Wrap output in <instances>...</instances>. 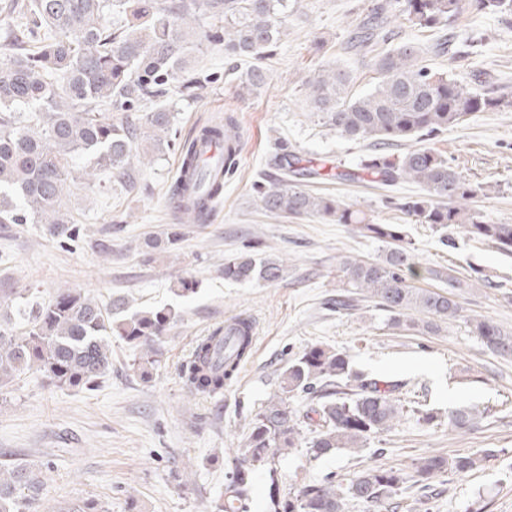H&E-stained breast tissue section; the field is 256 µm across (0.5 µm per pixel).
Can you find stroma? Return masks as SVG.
Wrapping results in <instances>:
<instances>
[{
	"label": "stroma",
	"instance_id": "obj_1",
	"mask_svg": "<svg viewBox=\"0 0 512 512\" xmlns=\"http://www.w3.org/2000/svg\"><path fill=\"white\" fill-rule=\"evenodd\" d=\"M375 0H290L288 38L262 60L266 85L239 93L245 62L200 45L192 67L206 77L202 98L175 95L166 105L176 116L177 136L191 138L212 120L233 114L242 136L235 174L213 206L208 223L189 224L168 198L179 155L169 150L137 169L129 190L98 172L93 188L77 186L67 202L72 223L0 224V295L17 291L32 302L48 301L60 288H81L97 300L119 301L128 312L168 307L177 318L164 337L158 365L134 369L136 351L112 343V369L93 389L57 388L34 371L0 385V460L30 466L43 489L25 512H213L227 473L236 464L251 415L278 392L284 363L304 348L327 345L345 351L352 367L403 385L407 404L440 414L459 407L480 412L466 432L447 422L417 423L404 414L394 429L364 448L342 449L317 461L295 448L257 470L249 512H270V494L287 495L303 482L336 474L352 479L371 466L407 468L421 457L443 453L494 455L461 475L433 478V493L409 491L395 506L344 501V512H512V358L490 354L464 319L423 335L391 328L373 303L347 314L326 308L335 297L336 264L345 255L374 260L381 243L348 224L316 217L294 219L260 209L254 187L271 170L278 142L305 161L357 168L369 153L318 121L302 89L303 79L343 63L352 93L378 81L372 53L349 48ZM396 39L427 49L449 39L447 55L431 66L478 90L512 95V20L467 10L450 27L419 29L396 23ZM431 147L487 194L471 206L492 224H512V109L479 112L433 136ZM352 209L380 224L403 225L420 266L448 267L464 280L458 292L466 316H484L512 329V258L456 234L455 247L440 243L430 225L385 208L386 196L417 194L411 183L377 189L365 182L323 184ZM181 239L169 244L170 232ZM258 243L264 257L285 261L283 280L234 282L224 277V258ZM192 278L195 294L178 293ZM246 315L256 326L249 362L218 396L189 394L180 377L196 340L228 318Z\"/></svg>",
	"mask_w": 512,
	"mask_h": 512
}]
</instances>
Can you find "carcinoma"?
<instances>
[{
  "mask_svg": "<svg viewBox=\"0 0 512 512\" xmlns=\"http://www.w3.org/2000/svg\"><path fill=\"white\" fill-rule=\"evenodd\" d=\"M485 13L512 16V0H395L377 5L363 26L353 31V46L385 49L375 55L380 75L369 91L351 93V75L338 62L305 78L316 116L323 124L353 141H367L372 152L359 172L341 168H295V155L285 143L267 174L273 185L258 186L261 209L285 217H318L332 224H352L363 237L385 247L379 260L343 256L336 269L347 293L336 295L329 307L338 313L358 306L363 297L387 313V325H415L413 313L425 317L423 330L461 317L455 289L461 282L447 273L420 269L413 248L399 224H378L351 209L336 196L311 192L302 178L348 181L361 177L381 186L414 183L421 193L386 200L420 224L441 233L445 246H455L448 230L459 229L468 239L512 256V224H490L467 202L483 192L452 166L451 159L426 145L430 137L463 123L476 112L512 108L506 94L480 93L461 81L423 64L421 48L391 46L392 20L399 17L419 29L451 25L470 5ZM3 10L11 24L0 33V224H70L65 201L77 173L90 184L103 168L123 183L132 162L143 166L166 149L178 146L182 176L169 187V199L191 224L208 222L211 200L224 190V177L238 167L241 137L236 120L206 125L177 145L172 139L174 113L164 101L174 94L197 98L204 89L191 71L192 52L205 41L242 61L265 58L286 35L288 0H7ZM266 76L250 66L239 88L251 93ZM223 142L221 176L199 165V146ZM416 141L394 156L385 149L401 141ZM95 167L79 170V161ZM256 246L224 258V278L236 282H277L286 266L273 258H258ZM430 278L448 284L437 292L412 280ZM18 325L0 326V382L25 371L40 373L49 383L72 389L97 386L112 369V338L139 350L142 373L159 363V344L176 314L170 308L140 311L113 319L112 304H104L76 288H60L36 309L17 308ZM488 351L512 355V331L486 317L465 319ZM236 335L223 355L226 327L218 325L199 337L181 378L192 394L218 395L252 353L251 320L234 317ZM280 392L268 398L250 421L240 458L214 512H248L253 472L291 448L305 446L313 460L341 448H362L371 436L391 430L404 413L401 385L353 371L347 353L329 346L304 348L288 360ZM304 397V409L291 398ZM475 409L448 413V428L473 426ZM492 456L433 454L411 470L365 468L343 483L328 473L301 485L288 497H271L273 512H343L344 500L369 505L399 496L406 484L431 494V480L452 470L475 469ZM42 483L25 464L0 462V512H22L28 496Z\"/></svg>",
  "mask_w": 512,
  "mask_h": 512,
  "instance_id": "obj_1",
  "label": "carcinoma"
}]
</instances>
